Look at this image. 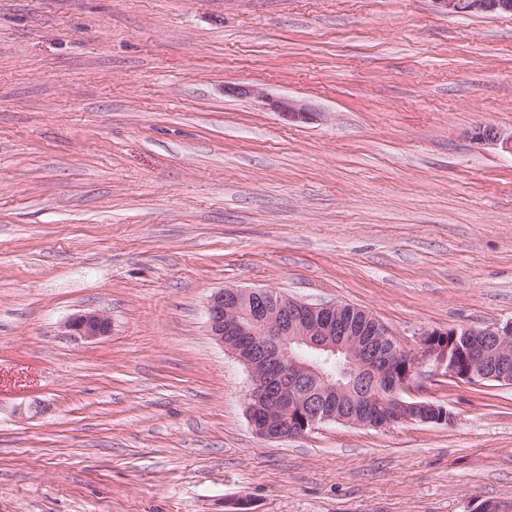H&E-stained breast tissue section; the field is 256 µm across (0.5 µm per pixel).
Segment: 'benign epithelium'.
<instances>
[{
    "label": "benign epithelium",
    "instance_id": "benign-epithelium-1",
    "mask_svg": "<svg viewBox=\"0 0 512 512\" xmlns=\"http://www.w3.org/2000/svg\"><path fill=\"white\" fill-rule=\"evenodd\" d=\"M451 15L490 16L512 14V0H440ZM241 95L269 99L273 111L288 121L310 122L316 117L302 101L290 97L268 98L257 86L232 87ZM477 138L512 152V134L505 136L485 127ZM370 337L343 319L341 306L308 304L270 289H221L207 305L208 335L232 354L247 370L251 388L247 415L256 434L267 440H285L305 434L325 422L364 428H385L406 422L453 420L429 400L406 399L412 382L431 367L430 376L467 381H495L512 386V323L503 327H466L424 334L418 351L401 348L372 314ZM63 334L95 341L112 331V322L101 310H88L68 318ZM306 346L330 356L342 352L353 365L392 381V395L355 398L332 382V376L300 360L294 346ZM309 374L322 381L330 397L308 400L297 390V378Z\"/></svg>",
    "mask_w": 512,
    "mask_h": 512
}]
</instances>
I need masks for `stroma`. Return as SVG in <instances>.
I'll return each instance as SVG.
<instances>
[{"label":"stroma","instance_id":"obj_1","mask_svg":"<svg viewBox=\"0 0 512 512\" xmlns=\"http://www.w3.org/2000/svg\"><path fill=\"white\" fill-rule=\"evenodd\" d=\"M302 100L291 122L230 86ZM512 14L441 0H0V512H512V387L449 426H250L222 288L406 351L512 322ZM99 309L112 332L63 335ZM448 14L465 16H490L512 14V0H441Z\"/></svg>","mask_w":512,"mask_h":512}]
</instances>
